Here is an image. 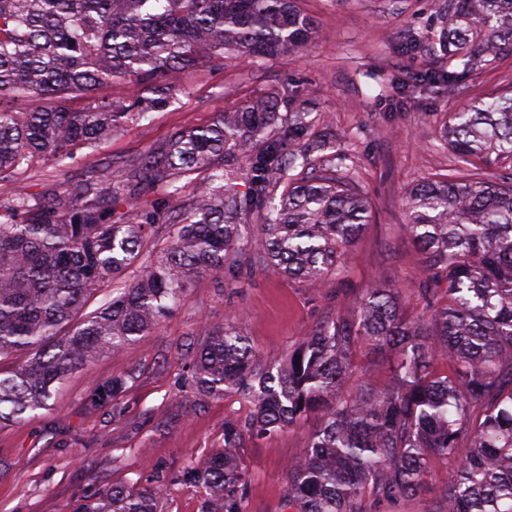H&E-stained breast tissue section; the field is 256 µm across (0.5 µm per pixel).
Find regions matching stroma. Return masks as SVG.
Returning a JSON list of instances; mask_svg holds the SVG:
<instances>
[{
    "label": "stroma",
    "mask_w": 512,
    "mask_h": 512,
    "mask_svg": "<svg viewBox=\"0 0 512 512\" xmlns=\"http://www.w3.org/2000/svg\"><path fill=\"white\" fill-rule=\"evenodd\" d=\"M446 2L297 0L315 22L308 51L204 66L182 80L168 107L78 152L71 168L80 175L100 160L145 149L178 128L211 124L221 112L276 93L280 112L307 108L314 132L328 127L344 136L342 163L356 172L371 222L346 255L344 279L312 284L270 268L253 270L240 284L220 274L195 278L156 329L73 371L48 409L0 427V512H70L74 500L113 483L158 484L164 489L159 512H200L201 493L189 468L222 449L225 421L244 420L251 411L237 397L194 392V352L204 325L239 318L263 361L276 366L320 322L353 314L373 285L400 289L407 311H421V271L400 231L406 191L451 166L452 155L439 140L449 112L512 91L508 52L461 73L455 92L415 86V77L447 68L448 60L440 53H407L403 35L411 31L438 45ZM115 377L124 379V391L99 399L97 385ZM317 425L311 417L274 437L245 440L247 512H285V466ZM448 478L446 464L433 459L418 496L385 512H435Z\"/></svg>",
    "instance_id": "35a3bbf8"
}]
</instances>
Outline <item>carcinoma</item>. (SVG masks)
Here are the masks:
<instances>
[{
  "instance_id": "obj_1",
  "label": "carcinoma",
  "mask_w": 512,
  "mask_h": 512,
  "mask_svg": "<svg viewBox=\"0 0 512 512\" xmlns=\"http://www.w3.org/2000/svg\"><path fill=\"white\" fill-rule=\"evenodd\" d=\"M312 35L294 0H0V185L9 187L0 199V360L27 355L0 375V424L47 408L75 369L150 333L196 277L257 266L313 283L340 276L369 224L368 199L336 164V135L307 138L309 113L284 119L274 97L175 130L48 194L19 185L25 168L95 149L124 127L128 107L95 99L85 112L61 103L32 111L3 101L85 96L128 78L144 118L207 63L305 51ZM440 47L464 71L512 53V0H448ZM456 78L437 69L421 82L451 91ZM442 139L461 165L512 161V95L449 113ZM283 140L297 143L288 156ZM313 158L311 175H292ZM198 171L205 187L185 194ZM140 197L149 208L133 203ZM406 210L421 314L409 317L398 289L375 285L355 313L319 324L277 367L261 363L237 320L205 329L194 390L253 411L224 422V448L188 471L201 512H246L245 439L316 412L320 428L286 469L289 512H381L418 495L432 457L451 469L437 512H512V184L427 180L408 189ZM164 225L169 243L141 260L148 229ZM128 273L129 284L87 310L101 285ZM361 348L395 355L387 386L356 377ZM123 388L113 378L98 397ZM162 496L159 485L114 484L71 512H157Z\"/></svg>"
}]
</instances>
